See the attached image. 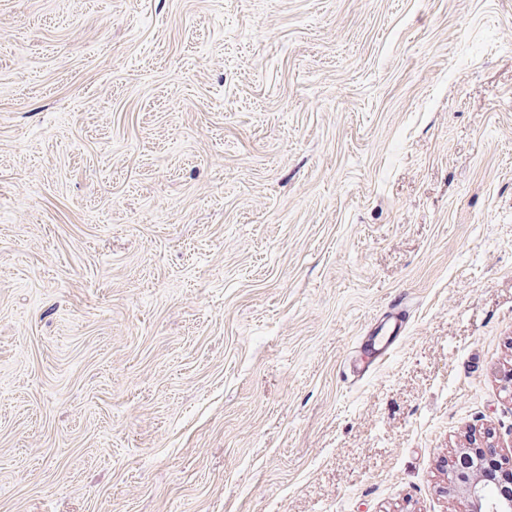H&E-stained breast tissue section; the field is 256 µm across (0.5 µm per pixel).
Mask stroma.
Returning a JSON list of instances; mask_svg holds the SVG:
<instances>
[{"label": "stroma", "mask_w": 512, "mask_h": 512, "mask_svg": "<svg viewBox=\"0 0 512 512\" xmlns=\"http://www.w3.org/2000/svg\"><path fill=\"white\" fill-rule=\"evenodd\" d=\"M511 369L512 0H0V512H466ZM399 308H394L362 336L356 372L365 374L374 362H382L395 350V343L406 329V320ZM476 434L469 448L457 453L448 462L446 485L448 494H459L469 504L468 512H511L512 489L501 488L493 508H488L484 489L498 482L496 474L502 471L512 472V452L488 459L482 442L477 443Z\"/></svg>", "instance_id": "1"}]
</instances>
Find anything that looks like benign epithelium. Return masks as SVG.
I'll return each mask as SVG.
<instances>
[{"mask_svg":"<svg viewBox=\"0 0 512 512\" xmlns=\"http://www.w3.org/2000/svg\"><path fill=\"white\" fill-rule=\"evenodd\" d=\"M512 472V453L487 458L483 444L472 439L469 448L454 455L446 469L448 493L459 494L469 504L468 512H512V489H500L493 508H488L484 489L497 482L496 474Z\"/></svg>","mask_w":512,"mask_h":512,"instance_id":"obj_1","label":"benign epithelium"}]
</instances>
